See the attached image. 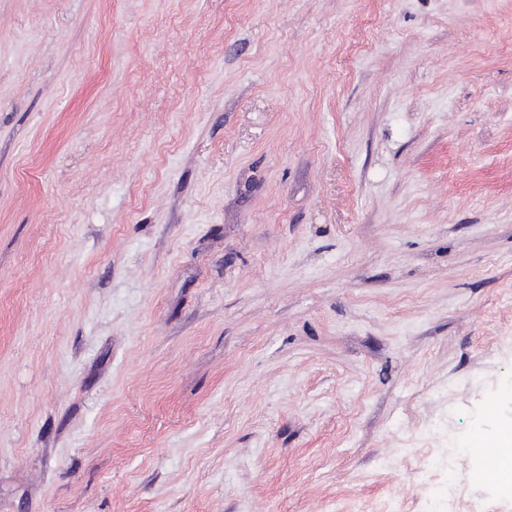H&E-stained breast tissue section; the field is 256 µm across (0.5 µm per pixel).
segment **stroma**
I'll use <instances>...</instances> for the list:
<instances>
[{
	"mask_svg": "<svg viewBox=\"0 0 512 512\" xmlns=\"http://www.w3.org/2000/svg\"><path fill=\"white\" fill-rule=\"evenodd\" d=\"M510 422L512 0H0V512H501ZM492 442L501 448L503 461L499 448ZM492 442L477 439L470 450L483 459L486 475L495 478L501 474L503 462L511 461L512 425L508 424L503 427L498 438ZM447 512H485L481 504L466 497L460 490L455 477L448 479V511Z\"/></svg>",
	"mask_w": 512,
	"mask_h": 512,
	"instance_id": "1",
	"label": "stroma"
}]
</instances>
